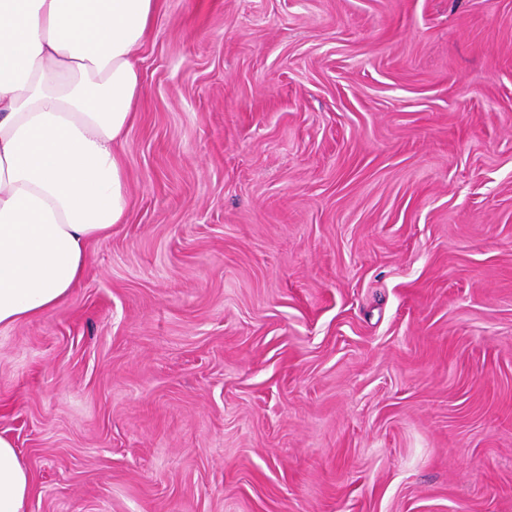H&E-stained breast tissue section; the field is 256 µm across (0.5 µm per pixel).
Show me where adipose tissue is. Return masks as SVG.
<instances>
[{
	"label": "adipose tissue",
	"instance_id": "obj_1",
	"mask_svg": "<svg viewBox=\"0 0 512 512\" xmlns=\"http://www.w3.org/2000/svg\"><path fill=\"white\" fill-rule=\"evenodd\" d=\"M159 7L0 0V328L66 301L89 244L126 219L118 146L141 91L134 55ZM31 492L0 433V512H27Z\"/></svg>",
	"mask_w": 512,
	"mask_h": 512
}]
</instances>
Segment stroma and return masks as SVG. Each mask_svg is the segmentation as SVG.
<instances>
[{
	"label": "stroma",
	"instance_id": "obj_1",
	"mask_svg": "<svg viewBox=\"0 0 512 512\" xmlns=\"http://www.w3.org/2000/svg\"><path fill=\"white\" fill-rule=\"evenodd\" d=\"M125 223L0 328L28 512H512V0H161Z\"/></svg>",
	"mask_w": 512,
	"mask_h": 512
}]
</instances>
